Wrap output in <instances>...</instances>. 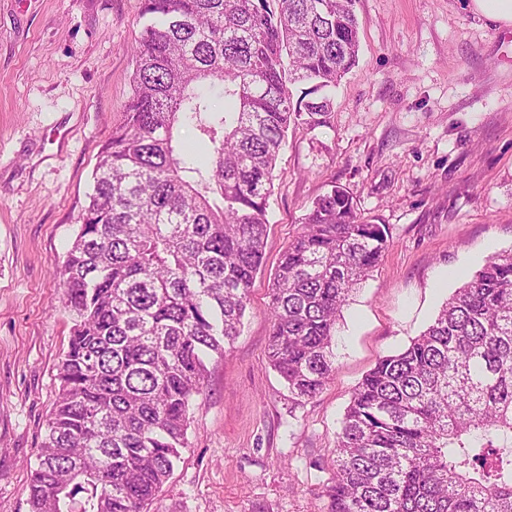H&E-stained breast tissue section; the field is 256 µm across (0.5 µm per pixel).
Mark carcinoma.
Segmentation results:
<instances>
[{
    "instance_id": "carcinoma-1",
    "label": "carcinoma",
    "mask_w": 512,
    "mask_h": 512,
    "mask_svg": "<svg viewBox=\"0 0 512 512\" xmlns=\"http://www.w3.org/2000/svg\"><path fill=\"white\" fill-rule=\"evenodd\" d=\"M143 14L132 98L55 266L73 326L29 512H147L205 359L240 334L288 129L327 123V90L358 60L355 0H144ZM184 126L211 146L197 167ZM388 245L344 188L312 201L270 288L267 357L296 397L323 389L336 320ZM323 494L327 512H512V249L358 383Z\"/></svg>"
}]
</instances>
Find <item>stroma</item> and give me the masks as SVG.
Segmentation results:
<instances>
[{"label": "stroma", "instance_id": "stroma-1", "mask_svg": "<svg viewBox=\"0 0 512 512\" xmlns=\"http://www.w3.org/2000/svg\"><path fill=\"white\" fill-rule=\"evenodd\" d=\"M143 0H0V512H28L72 319L54 265L132 95ZM359 60L327 124L290 129L241 333L212 359L148 512H325L336 434L377 360L512 249V27L468 0H356ZM345 188L391 243L351 292L333 373L295 398L267 357L269 288L311 202Z\"/></svg>", "mask_w": 512, "mask_h": 512}]
</instances>
